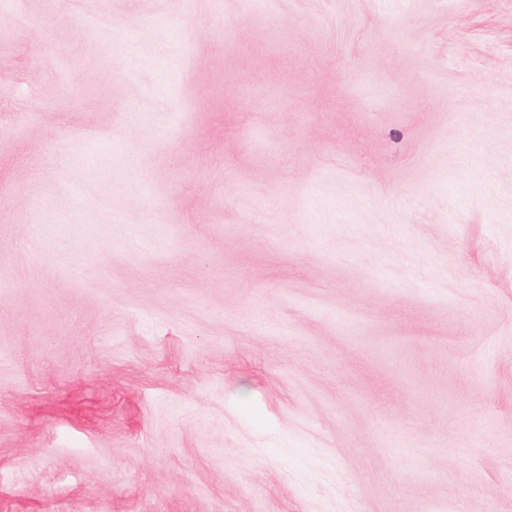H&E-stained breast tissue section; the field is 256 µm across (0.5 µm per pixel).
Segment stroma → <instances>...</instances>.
Masks as SVG:
<instances>
[{
	"mask_svg": "<svg viewBox=\"0 0 512 512\" xmlns=\"http://www.w3.org/2000/svg\"><path fill=\"white\" fill-rule=\"evenodd\" d=\"M0 512H512V0H0Z\"/></svg>",
	"mask_w": 512,
	"mask_h": 512,
	"instance_id": "1",
	"label": "stroma"
}]
</instances>
